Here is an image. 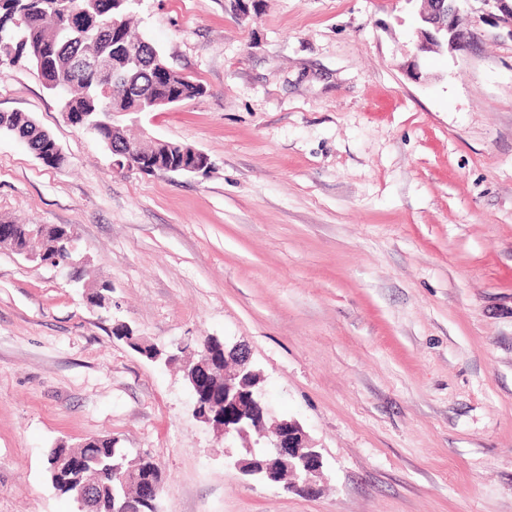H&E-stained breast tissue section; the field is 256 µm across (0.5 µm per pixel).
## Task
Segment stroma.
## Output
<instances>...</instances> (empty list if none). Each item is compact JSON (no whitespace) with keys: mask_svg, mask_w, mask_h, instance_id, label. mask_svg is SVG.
I'll list each match as a JSON object with an SVG mask.
<instances>
[{"mask_svg":"<svg viewBox=\"0 0 512 512\" xmlns=\"http://www.w3.org/2000/svg\"><path fill=\"white\" fill-rule=\"evenodd\" d=\"M142 0L137 33L207 89L117 124L207 175L116 172L37 72L0 67V220L75 228L88 261L0 248V512H80L49 448L150 456L160 512H512V31L471 0L468 46L416 51L419 0ZM112 286V311L85 298ZM170 347L242 344L273 416L322 458L302 493L243 474L193 415ZM0 131L26 143L35 156L51 168H58L65 162V156L60 153L55 138L26 113L0 112ZM51 155L52 160L45 161Z\"/></svg>","mask_w":512,"mask_h":512,"instance_id":"stroma-1","label":"stroma"}]
</instances>
